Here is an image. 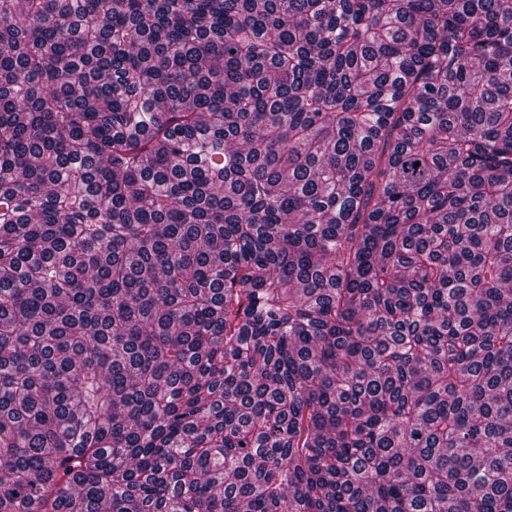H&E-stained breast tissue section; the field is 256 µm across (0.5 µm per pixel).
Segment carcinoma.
<instances>
[{
    "mask_svg": "<svg viewBox=\"0 0 512 512\" xmlns=\"http://www.w3.org/2000/svg\"><path fill=\"white\" fill-rule=\"evenodd\" d=\"M0 512H512V0H0Z\"/></svg>",
    "mask_w": 512,
    "mask_h": 512,
    "instance_id": "cac0c4a2",
    "label": "carcinoma"
}]
</instances>
